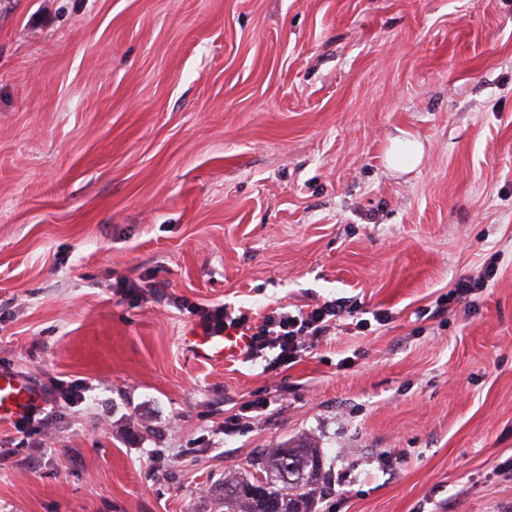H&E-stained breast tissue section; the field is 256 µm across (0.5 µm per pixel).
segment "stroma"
Segmentation results:
<instances>
[{
    "instance_id": "35a3bbf8",
    "label": "stroma",
    "mask_w": 512,
    "mask_h": 512,
    "mask_svg": "<svg viewBox=\"0 0 512 512\" xmlns=\"http://www.w3.org/2000/svg\"><path fill=\"white\" fill-rule=\"evenodd\" d=\"M335 299L286 366L183 344ZM0 371L51 398L0 512H224L298 438L315 512H512V0H0ZM397 142L398 147L388 157L390 165L398 170L414 168L422 157L421 146L398 138ZM144 282V281H140ZM140 282L128 279H117L115 284H113V288L118 293H123L127 296H132L134 298H143L145 293L150 292L155 295L157 293V288H164V282H144L146 284H141ZM148 288V289H147Z\"/></svg>"
}]
</instances>
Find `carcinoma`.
<instances>
[{
  "instance_id": "obj_1",
  "label": "carcinoma",
  "mask_w": 512,
  "mask_h": 512,
  "mask_svg": "<svg viewBox=\"0 0 512 512\" xmlns=\"http://www.w3.org/2000/svg\"><path fill=\"white\" fill-rule=\"evenodd\" d=\"M295 466L298 483H282L276 472L283 462ZM255 472L224 478V512H313L315 492L326 479L323 456L308 444L265 448Z\"/></svg>"
}]
</instances>
